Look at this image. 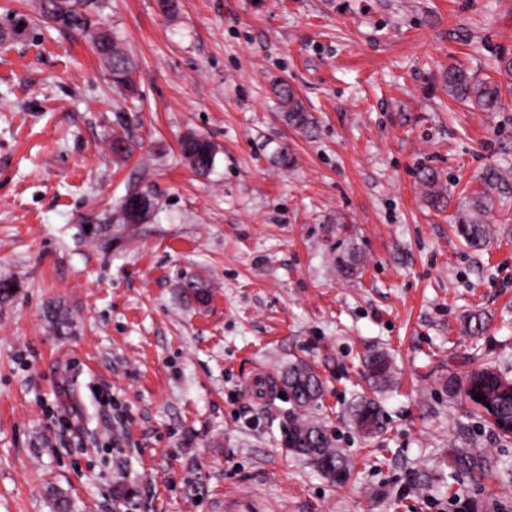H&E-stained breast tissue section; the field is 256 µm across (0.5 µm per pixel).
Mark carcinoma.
<instances>
[{
  "label": "carcinoma",
  "instance_id": "carcinoma-1",
  "mask_svg": "<svg viewBox=\"0 0 512 512\" xmlns=\"http://www.w3.org/2000/svg\"><path fill=\"white\" fill-rule=\"evenodd\" d=\"M102 0H38L36 20L51 23L64 31L74 28H87L88 12L100 8ZM95 53L104 60L111 78L112 86L118 90H130L134 87V67L127 54L119 46L118 38L109 32L101 39L96 30L88 31ZM498 77H480L465 68L451 65L443 75L448 96L453 100L472 106L482 112L499 110L505 92L512 90V54H501L497 59ZM274 95L286 112L288 123L305 132L312 129L306 107L292 85L280 80L273 85ZM180 152L188 163L200 174L208 172L214 164L215 148L205 137L196 133L186 134L180 142ZM499 172L491 169L484 176L486 191L472 199V211L461 217L458 231L464 241L473 248L484 245L487 228L483 214L488 205V190L495 186ZM420 184L427 190L431 206L439 210L446 207L447 199L439 186L438 175L429 168L419 173ZM145 201L144 212L152 207L151 195L144 189H134L126 193L122 201L123 220H128L127 206L131 199ZM47 315L53 331L58 335L68 333L72 320L67 310L59 305L48 307ZM370 381L383 386L390 381L392 364L388 356L381 352H370L364 358ZM284 387L288 388V398L296 413L289 416L285 426V436L291 441L301 440L294 452L307 456L318 470L329 480L337 484L346 483L351 476L352 466L347 458L334 446V437L325 426L310 422L298 415L301 410L318 405L324 393L321 377L309 365L298 363L288 368L282 377ZM470 385L481 391L489 401L496 415L503 420H512V380L497 372H488V368L472 371L462 384L451 380L448 387L457 390ZM353 428L363 436H374L383 432L386 426L381 407L367 396H359L345 409ZM450 467L453 471L467 476L483 475L488 470L486 459L476 453L457 451L452 455Z\"/></svg>",
  "mask_w": 512,
  "mask_h": 512
}]
</instances>
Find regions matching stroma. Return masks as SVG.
I'll list each match as a JSON object with an SVG mask.
<instances>
[{"mask_svg": "<svg viewBox=\"0 0 512 512\" xmlns=\"http://www.w3.org/2000/svg\"><path fill=\"white\" fill-rule=\"evenodd\" d=\"M33 5L0 0V278L20 286L0 303V512H55L60 494L70 512H512V436L446 387L486 362L512 379V97L479 112L443 90L449 65L486 76L512 53V0H180L173 16L106 0L91 20L135 64L124 94ZM277 79L314 136L288 125ZM191 131L216 149L202 176L179 151ZM490 168L474 249L455 226ZM135 186L154 205L126 224ZM370 350L393 387L365 380ZM297 361L323 380L305 416L350 461L345 484L283 446L287 399L250 384ZM371 393L387 429L366 438L344 409ZM457 450L487 477L455 474ZM134 481L131 507L115 490ZM273 92L283 112H286L288 123L310 133L312 126L306 107L294 87L288 81L280 80L273 85ZM420 184L427 190L428 201L435 209L446 207L447 199L439 186L438 175L432 169L424 168L419 173Z\"/></svg>", "mask_w": 512, "mask_h": 512, "instance_id": "1", "label": "stroma"}]
</instances>
